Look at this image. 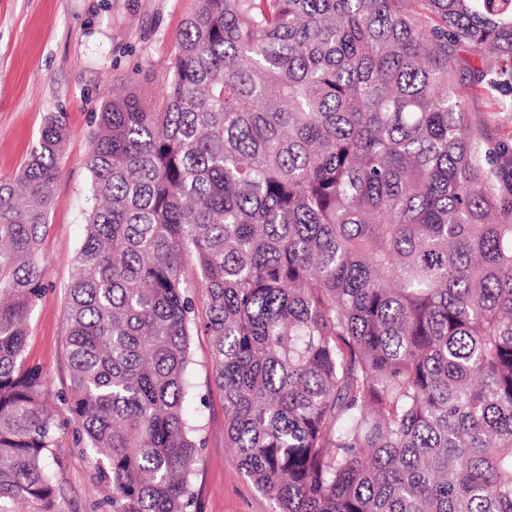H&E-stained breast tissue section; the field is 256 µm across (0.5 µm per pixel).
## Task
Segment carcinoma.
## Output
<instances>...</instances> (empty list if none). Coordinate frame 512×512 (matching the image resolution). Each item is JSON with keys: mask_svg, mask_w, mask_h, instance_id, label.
I'll list each match as a JSON object with an SVG mask.
<instances>
[{"mask_svg": "<svg viewBox=\"0 0 512 512\" xmlns=\"http://www.w3.org/2000/svg\"><path fill=\"white\" fill-rule=\"evenodd\" d=\"M512 0H198L161 97H107L68 285L70 385L27 359L68 132L0 180V502L190 512L210 339L224 439L277 512H512ZM62 405V416L50 408ZM466 107L469 112L475 113L477 116L488 119L492 136L507 138L512 135V124L510 121L495 110L491 105V101L487 99L483 91L474 87L466 97ZM52 451L61 463L60 467L54 466L61 482L65 512H111L97 488V456L76 444L71 428L60 431Z\"/></svg>", "mask_w": 512, "mask_h": 512, "instance_id": "obj_1", "label": "carcinoma"}]
</instances>
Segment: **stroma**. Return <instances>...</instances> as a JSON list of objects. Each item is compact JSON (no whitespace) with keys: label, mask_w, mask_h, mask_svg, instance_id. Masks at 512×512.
I'll return each mask as SVG.
<instances>
[{"label":"stroma","mask_w":512,"mask_h":512,"mask_svg":"<svg viewBox=\"0 0 512 512\" xmlns=\"http://www.w3.org/2000/svg\"><path fill=\"white\" fill-rule=\"evenodd\" d=\"M196 0H0V179L15 174L46 118L69 130L62 173L49 210L43 246V294L29 321L27 357L53 391L69 386L64 311L73 261L92 205L86 158L110 91L152 79L158 94L175 35ZM195 410L204 429L191 512H272L273 503L239 471L224 442V399L214 385L209 340L192 341ZM65 512H110L97 487L96 455L60 431L53 449Z\"/></svg>","instance_id":"35a3bbf8"}]
</instances>
